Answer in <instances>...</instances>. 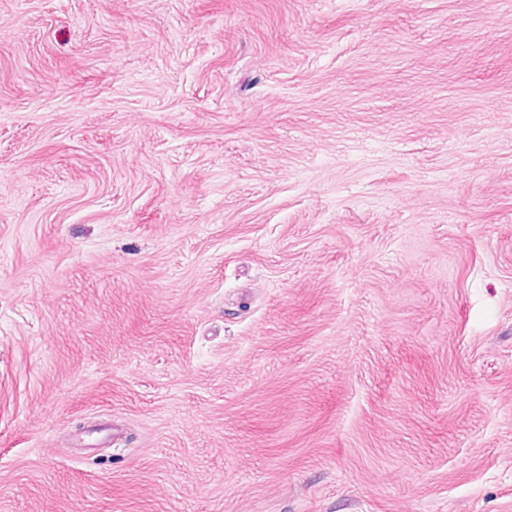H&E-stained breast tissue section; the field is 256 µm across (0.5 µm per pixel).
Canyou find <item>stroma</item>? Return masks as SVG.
<instances>
[{
	"label": "stroma",
	"mask_w": 512,
	"mask_h": 512,
	"mask_svg": "<svg viewBox=\"0 0 512 512\" xmlns=\"http://www.w3.org/2000/svg\"><path fill=\"white\" fill-rule=\"evenodd\" d=\"M0 512H512V0H0Z\"/></svg>",
	"instance_id": "35a3bbf8"
}]
</instances>
